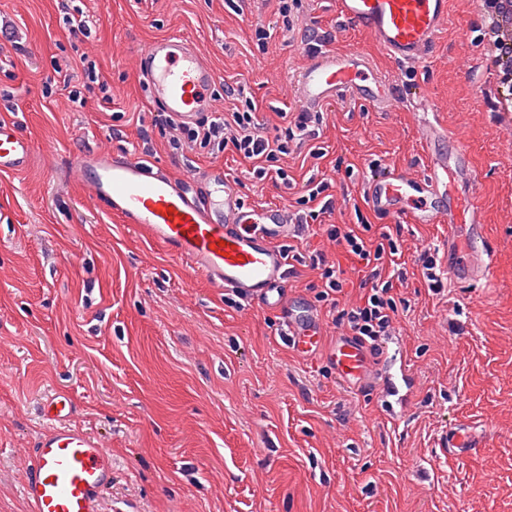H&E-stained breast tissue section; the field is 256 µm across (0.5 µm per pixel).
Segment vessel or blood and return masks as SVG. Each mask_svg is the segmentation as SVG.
I'll return each instance as SVG.
<instances>
[{"mask_svg":"<svg viewBox=\"0 0 512 512\" xmlns=\"http://www.w3.org/2000/svg\"><path fill=\"white\" fill-rule=\"evenodd\" d=\"M336 18L396 63L413 65L421 49L434 47L446 25L448 0H336ZM137 64L150 100L161 111L187 124L211 112L216 76L189 38L155 39L139 51ZM289 91L304 112L349 98L377 112L415 107L421 175L411 176L396 162L381 164L361 187L364 204L371 214L392 222L447 226L449 278L457 284L491 280L493 246L485 236L477 175L464 136L448 132L421 87L387 81L359 49L330 52L316 45ZM34 153L17 121L0 118V173L24 170ZM76 163L96 198L122 223L184 261L213 288L276 316V334L296 355L326 363L358 391L380 392L388 416H403L414 384L401 358L390 347L375 352L348 335L324 340L316 308L293 291L295 264L279 243L298 235L301 227L291 221L287 207L246 205L220 164L186 180L128 153L91 149ZM74 411L64 392L41 405L45 428L34 442L22 484L30 512H102L112 454L69 424ZM480 446L472 428L462 424L445 432L439 451L462 459Z\"/></svg>","mask_w":512,"mask_h":512,"instance_id":"obj_1","label":"vessel or blood"}]
</instances>
